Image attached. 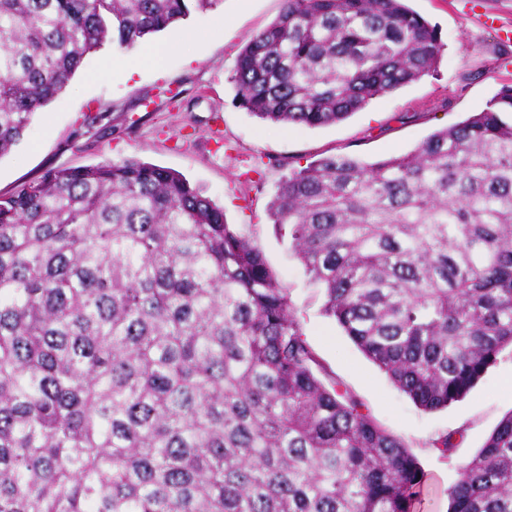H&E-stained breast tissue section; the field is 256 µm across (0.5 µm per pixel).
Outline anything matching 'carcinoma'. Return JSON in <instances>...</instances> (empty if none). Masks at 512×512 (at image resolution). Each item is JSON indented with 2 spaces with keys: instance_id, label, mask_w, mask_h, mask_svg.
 <instances>
[{
  "instance_id": "carcinoma-1",
  "label": "carcinoma",
  "mask_w": 512,
  "mask_h": 512,
  "mask_svg": "<svg viewBox=\"0 0 512 512\" xmlns=\"http://www.w3.org/2000/svg\"><path fill=\"white\" fill-rule=\"evenodd\" d=\"M217 0H0V157L91 54ZM404 0H283L238 105L310 128L432 74ZM512 88L413 152L324 156L270 203L324 313L424 411L512 346ZM288 289L182 175L60 167L0 195V512H417L405 444L316 374ZM512 512V411L448 488Z\"/></svg>"
}]
</instances>
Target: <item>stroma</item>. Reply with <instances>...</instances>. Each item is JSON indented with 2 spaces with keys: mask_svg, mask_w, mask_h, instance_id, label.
<instances>
[{
  "mask_svg": "<svg viewBox=\"0 0 512 512\" xmlns=\"http://www.w3.org/2000/svg\"><path fill=\"white\" fill-rule=\"evenodd\" d=\"M407 4L437 28L444 44L436 72L320 128L272 125L235 102V58L276 19L282 0H217L166 31L175 48L160 63L147 42L130 51L104 47L85 60L58 100L34 114L24 138L0 158V194L52 168L125 158L183 175L223 207L228 223L246 225L288 290L320 362L319 377L336 383L417 458L424 474L419 512H448V488L461 464L512 411V348H504L459 401L438 411L420 409L324 315L322 291L267 215L279 182L292 170L324 154L371 163L409 153L435 130L482 112L512 87V41L479 22L488 15L512 25V0ZM442 436L451 443L449 452L432 446Z\"/></svg>",
  "mask_w": 512,
  "mask_h": 512,
  "instance_id": "1",
  "label": "stroma"
}]
</instances>
